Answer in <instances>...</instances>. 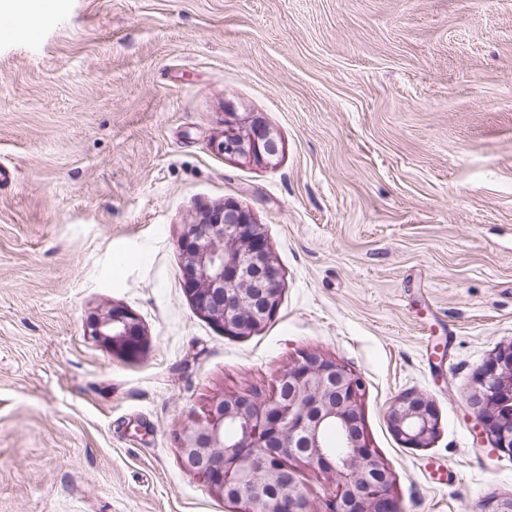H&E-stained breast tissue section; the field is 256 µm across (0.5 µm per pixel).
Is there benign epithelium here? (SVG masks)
Returning <instances> with one entry per match:
<instances>
[{"instance_id":"7a95c632","label":"benign epithelium","mask_w":512,"mask_h":512,"mask_svg":"<svg viewBox=\"0 0 512 512\" xmlns=\"http://www.w3.org/2000/svg\"><path fill=\"white\" fill-rule=\"evenodd\" d=\"M226 157L268 161L280 152L258 119L227 113ZM179 247L184 291L195 312L246 337L275 313L283 276L263 225L236 202L201 210L183 225ZM89 335L113 353L135 361L145 332L138 316L112 306L93 317ZM365 385L342 362L302 351L261 397L226 393L179 437L189 473L236 507V512H313L301 488L299 466L327 474L336 486L328 512H401L392 474L370 448L361 416ZM475 428L491 447L512 453V346L496 351L474 372L470 395ZM392 432L406 448L427 447L439 430L432 402L416 393L394 399ZM336 430L338 442L327 432Z\"/></svg>"}]
</instances>
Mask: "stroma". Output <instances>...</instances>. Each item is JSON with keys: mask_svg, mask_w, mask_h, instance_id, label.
Segmentation results:
<instances>
[{"mask_svg": "<svg viewBox=\"0 0 512 512\" xmlns=\"http://www.w3.org/2000/svg\"><path fill=\"white\" fill-rule=\"evenodd\" d=\"M229 105L277 160L217 150ZM0 165V512H234L179 434L303 350L363 379L402 512L512 496L469 405L512 345V0H56L0 38ZM227 201L284 280L243 338L182 285L183 225ZM114 305L138 361L88 334ZM404 393L428 447L389 427ZM388 422L406 448L427 447L439 430V418L432 402L416 393H404L391 402Z\"/></svg>", "mask_w": 512, "mask_h": 512, "instance_id": "obj_1", "label": "stroma"}]
</instances>
